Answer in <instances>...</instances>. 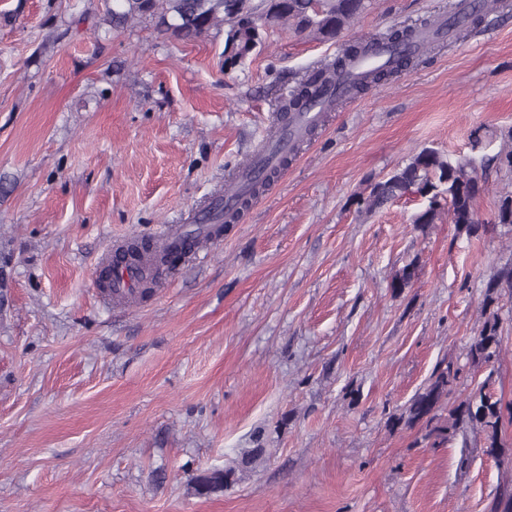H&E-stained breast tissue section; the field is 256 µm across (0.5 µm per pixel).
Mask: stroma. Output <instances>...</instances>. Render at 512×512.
I'll return each instance as SVG.
<instances>
[{
    "label": "stroma",
    "mask_w": 512,
    "mask_h": 512,
    "mask_svg": "<svg viewBox=\"0 0 512 512\" xmlns=\"http://www.w3.org/2000/svg\"><path fill=\"white\" fill-rule=\"evenodd\" d=\"M449 2L376 0L329 42L276 27L230 70L220 33L185 44L147 21L107 31L102 0H0V512H494L512 492V423L491 456L479 434L429 448L399 420L449 361L444 407L512 404V296L493 306L498 361L468 360L512 234L418 227L413 195L356 204L422 148L469 152L478 128L499 150L512 8L326 113L149 292L119 305L96 286L113 241L191 227L302 75ZM258 444L264 463L239 467ZM288 163L285 159L279 168L269 167L260 179L249 181L237 194L235 207L224 211V206L233 204L230 197L224 196L223 190H218L212 195L207 206L204 217L209 224H234L239 220L241 213L249 207L251 201L262 192L280 172L281 168ZM224 197V198H223ZM222 205L219 206L218 201ZM238 206V207H237ZM235 473L234 467L213 470L196 477L195 491L200 496H209L221 491L232 479Z\"/></svg>",
    "instance_id": "obj_1"
}]
</instances>
